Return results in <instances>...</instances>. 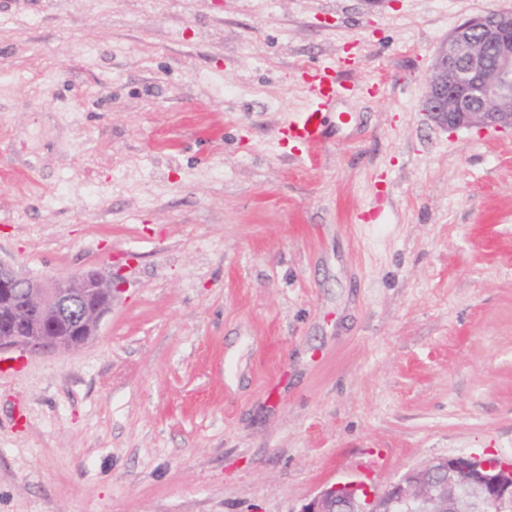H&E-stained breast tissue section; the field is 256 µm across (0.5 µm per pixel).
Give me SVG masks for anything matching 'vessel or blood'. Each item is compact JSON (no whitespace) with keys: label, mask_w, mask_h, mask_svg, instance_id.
I'll return each instance as SVG.
<instances>
[{"label":"vessel or blood","mask_w":512,"mask_h":512,"mask_svg":"<svg viewBox=\"0 0 512 512\" xmlns=\"http://www.w3.org/2000/svg\"><path fill=\"white\" fill-rule=\"evenodd\" d=\"M339 91L334 66H322L307 87V103L281 126V134L306 151L317 149L325 138V114Z\"/></svg>","instance_id":"obj_1"}]
</instances>
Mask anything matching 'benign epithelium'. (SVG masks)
<instances>
[{
    "label": "benign epithelium",
    "instance_id": "7a95c632",
    "mask_svg": "<svg viewBox=\"0 0 512 512\" xmlns=\"http://www.w3.org/2000/svg\"><path fill=\"white\" fill-rule=\"evenodd\" d=\"M436 125L512 130V11L456 26L437 46L425 79ZM119 292L112 276L80 272L32 279L0 260V355L78 349L97 335ZM298 512H512V463L457 454L413 468L383 491L337 483Z\"/></svg>",
    "mask_w": 512,
    "mask_h": 512
}]
</instances>
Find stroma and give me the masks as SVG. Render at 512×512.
<instances>
[{
	"label": "stroma",
	"instance_id": "1",
	"mask_svg": "<svg viewBox=\"0 0 512 512\" xmlns=\"http://www.w3.org/2000/svg\"><path fill=\"white\" fill-rule=\"evenodd\" d=\"M510 9L0 0V260L123 283L85 346L0 362V512H299L512 458V131L422 109L438 43ZM338 91L335 66H322L307 86L306 106L300 112L291 114L281 126L280 133L306 149V153L317 149L325 138V113Z\"/></svg>",
	"mask_w": 512,
	"mask_h": 512
}]
</instances>
